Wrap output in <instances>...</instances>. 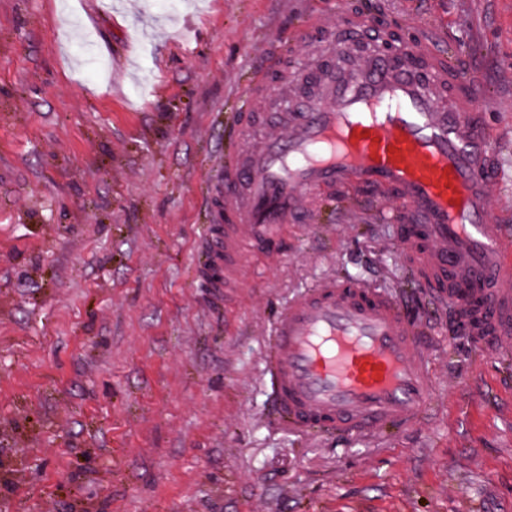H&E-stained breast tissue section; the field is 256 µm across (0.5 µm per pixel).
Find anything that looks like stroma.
Returning a JSON list of instances; mask_svg holds the SVG:
<instances>
[{
	"label": "stroma",
	"instance_id": "stroma-1",
	"mask_svg": "<svg viewBox=\"0 0 512 512\" xmlns=\"http://www.w3.org/2000/svg\"><path fill=\"white\" fill-rule=\"evenodd\" d=\"M464 45L512 122V0H0V512H512V355L435 338L436 404L387 436L279 426L262 381L290 296L363 278L434 321L384 199L327 197L195 278L229 116L272 58L303 91L332 6Z\"/></svg>",
	"mask_w": 512,
	"mask_h": 512
}]
</instances>
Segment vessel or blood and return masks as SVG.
<instances>
[{"mask_svg": "<svg viewBox=\"0 0 512 512\" xmlns=\"http://www.w3.org/2000/svg\"><path fill=\"white\" fill-rule=\"evenodd\" d=\"M314 25L347 52L376 18L330 10ZM440 34L421 31L405 59L379 51L350 66L318 65L309 95L284 91L258 72L244 100L272 106L286 135L255 130L257 113L237 120L236 147L214 190L201 278L216 300L247 275L257 242L286 225L316 221L325 188L388 190L385 222L403 223L404 264L437 299H468L467 339L512 351V215L497 211L490 185L506 170L483 120L475 80L451 83ZM429 330L401 302L367 280L328 279L290 297L274 319L264 371L284 427L338 430L351 438L410 427L432 410L426 360Z\"/></svg>", "mask_w": 512, "mask_h": 512, "instance_id": "b4317fda", "label": "vessel or blood"}]
</instances>
